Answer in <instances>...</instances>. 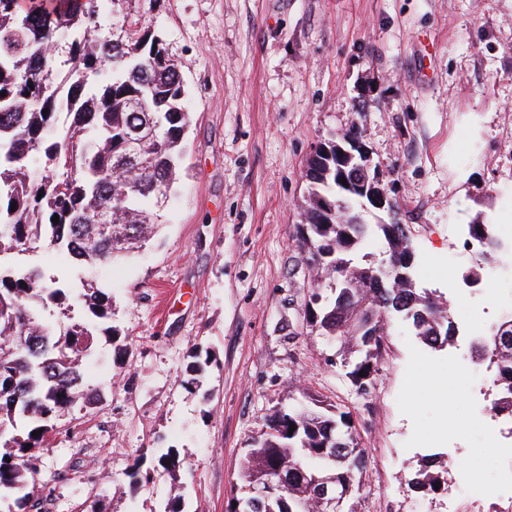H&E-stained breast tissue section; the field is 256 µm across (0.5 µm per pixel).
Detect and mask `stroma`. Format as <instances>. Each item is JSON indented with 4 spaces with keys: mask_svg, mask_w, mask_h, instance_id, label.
Listing matches in <instances>:
<instances>
[{
    "mask_svg": "<svg viewBox=\"0 0 512 512\" xmlns=\"http://www.w3.org/2000/svg\"><path fill=\"white\" fill-rule=\"evenodd\" d=\"M101 33L150 27L185 85V154L160 233L89 275L108 288L121 336L98 338L83 373L100 393L53 422L40 451L43 512H226L270 414L303 394L348 412L365 469L355 512H512V462L488 435L512 422L491 374L462 399L431 385L450 351L421 350L389 323L369 395L331 366L334 344L306 324L314 286L293 241L315 144L358 123L395 190L423 286L507 312L497 288L462 277L477 215L512 229V0H98ZM205 362L192 373L194 362ZM177 449L178 477L157 468ZM447 462L438 491L408 479ZM151 474L131 486L134 463Z\"/></svg>",
    "mask_w": 512,
    "mask_h": 512,
    "instance_id": "35a3bbf8",
    "label": "stroma"
}]
</instances>
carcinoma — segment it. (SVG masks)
Here are the masks:
<instances>
[{"label": "carcinoma", "instance_id": "1", "mask_svg": "<svg viewBox=\"0 0 512 512\" xmlns=\"http://www.w3.org/2000/svg\"><path fill=\"white\" fill-rule=\"evenodd\" d=\"M96 2L0 0V504L8 512L40 505L34 488L51 422L79 402H98L96 391L84 384L80 362L91 356L98 334L118 335L112 297L96 281L62 288L39 267H17L8 255L41 244L80 265L125 257L154 236V217L142 201L172 191L183 153L188 112L177 65L148 27L118 38L97 36ZM62 29L78 34L69 50L73 66L65 71L45 52ZM132 140L143 141L138 156L130 153ZM33 151L42 152L51 167L66 169V177L51 173L30 183L27 159ZM305 177L311 188L307 233L297 232V246L324 269L336 261V252H346L347 276L354 281L352 288L312 289L306 310L309 322L336 345L344 376L376 372L382 353L385 336L360 331L364 304L375 308L381 322L403 317L421 326L415 335L424 347L445 348L457 326L442 296L374 288L353 263L355 252L375 235L392 256L400 243L390 236L391 225L367 222L366 198L342 184L335 165L310 156ZM322 196L342 197L343 211L317 213ZM99 209L112 211L110 235L92 222ZM71 297L82 305L85 320L62 328L53 323L49 304ZM472 351L494 369L492 410L512 421V317L472 344ZM346 416L332 405L273 411L245 464L251 487L264 485L265 469L273 463L284 475L266 493L262 512H322L320 486L344 483L353 493L359 490L365 449ZM156 462L174 477L183 469L173 448ZM440 467L431 461L410 484L436 491L438 477L429 469Z\"/></svg>", "mask_w": 512, "mask_h": 512}]
</instances>
